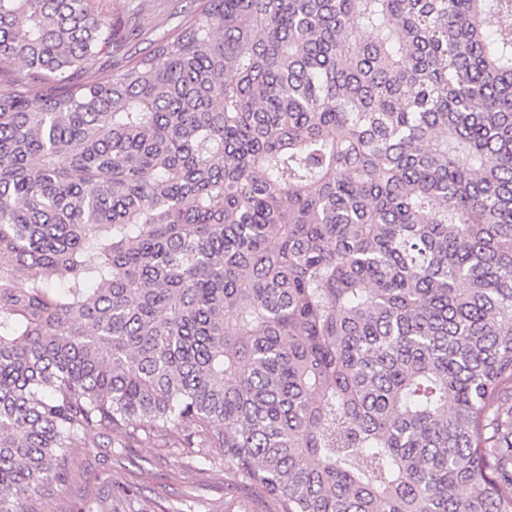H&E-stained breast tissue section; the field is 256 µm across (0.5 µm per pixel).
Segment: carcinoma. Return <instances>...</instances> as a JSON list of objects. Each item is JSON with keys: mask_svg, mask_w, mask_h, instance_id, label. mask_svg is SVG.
I'll return each mask as SVG.
<instances>
[{"mask_svg": "<svg viewBox=\"0 0 512 512\" xmlns=\"http://www.w3.org/2000/svg\"><path fill=\"white\" fill-rule=\"evenodd\" d=\"M115 35L0 0V512L144 441L266 512H512V0Z\"/></svg>", "mask_w": 512, "mask_h": 512, "instance_id": "obj_1", "label": "carcinoma"}]
</instances>
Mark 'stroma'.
<instances>
[{
	"label": "stroma",
	"mask_w": 512,
	"mask_h": 512,
	"mask_svg": "<svg viewBox=\"0 0 512 512\" xmlns=\"http://www.w3.org/2000/svg\"><path fill=\"white\" fill-rule=\"evenodd\" d=\"M127 33L125 42L97 60L110 73L149 50L155 38L173 35L186 21L189 0H93ZM84 475L61 488L46 504L47 512H224V491L232 476L218 459L206 460L183 448H96L85 460ZM131 486L126 498L122 486Z\"/></svg>",
	"instance_id": "stroma-1"
}]
</instances>
